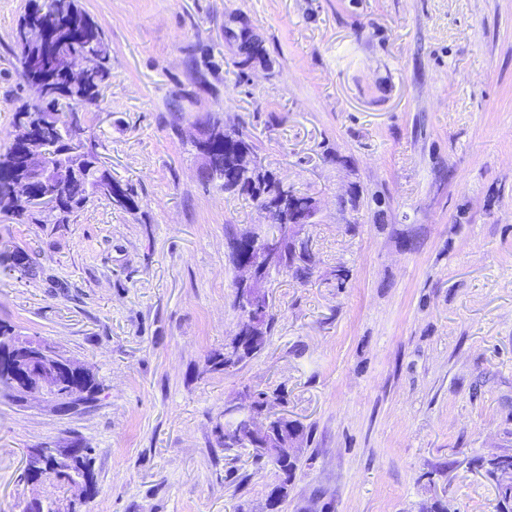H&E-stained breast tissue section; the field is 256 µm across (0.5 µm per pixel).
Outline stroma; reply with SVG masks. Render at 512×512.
I'll return each instance as SVG.
<instances>
[{
	"label": "stroma",
	"mask_w": 512,
	"mask_h": 512,
	"mask_svg": "<svg viewBox=\"0 0 512 512\" xmlns=\"http://www.w3.org/2000/svg\"><path fill=\"white\" fill-rule=\"evenodd\" d=\"M30 0H0V153L38 96L11 63ZM111 77L83 113L127 211L65 224L0 212V322L92 371L69 411L0 394V512H261L276 480L225 451L224 407L279 390L309 434L284 512H496L482 458L512 452V0H80ZM249 25L270 65L240 72ZM211 116L320 201L315 273L272 274L265 347L218 361L241 320L229 239L258 210L198 176ZM358 210L341 214L349 183ZM349 269L345 287L337 274ZM90 449L97 493L21 475L30 449Z\"/></svg>",
	"instance_id": "stroma-1"
}]
</instances>
